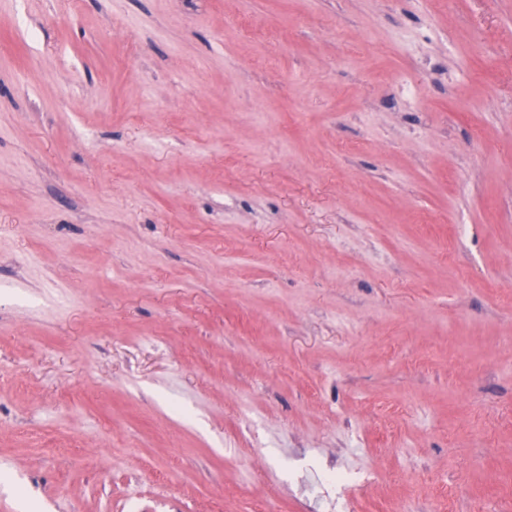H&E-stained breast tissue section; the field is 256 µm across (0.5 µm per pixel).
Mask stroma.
Wrapping results in <instances>:
<instances>
[{
  "mask_svg": "<svg viewBox=\"0 0 512 512\" xmlns=\"http://www.w3.org/2000/svg\"><path fill=\"white\" fill-rule=\"evenodd\" d=\"M507 336L512 0H0V512H512Z\"/></svg>",
  "mask_w": 512,
  "mask_h": 512,
  "instance_id": "1",
  "label": "stroma"
}]
</instances>
